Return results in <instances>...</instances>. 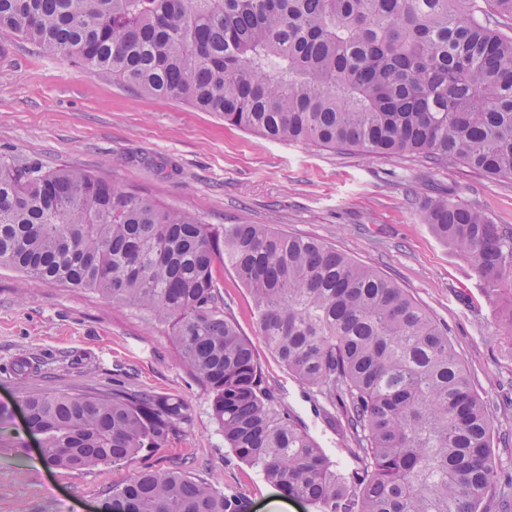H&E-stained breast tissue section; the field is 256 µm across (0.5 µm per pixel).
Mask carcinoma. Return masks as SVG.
<instances>
[{"label": "carcinoma", "instance_id": "obj_1", "mask_svg": "<svg viewBox=\"0 0 512 512\" xmlns=\"http://www.w3.org/2000/svg\"><path fill=\"white\" fill-rule=\"evenodd\" d=\"M512 0H0V31L90 75L182 100L273 141L425 157L512 178ZM435 236L512 295V227L439 195ZM249 290L268 347L341 412L338 469L269 395L224 303ZM0 268L133 305L171 328L224 444L317 512H480L498 479L490 406L448 331L376 269L267 224H203L116 181L0 164ZM48 467L85 471L164 448L181 399L114 384L25 394ZM12 410L0 404V447ZM100 512H246L180 465L112 486Z\"/></svg>", "mask_w": 512, "mask_h": 512}]
</instances>
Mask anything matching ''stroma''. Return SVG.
<instances>
[{"instance_id": "1", "label": "stroma", "mask_w": 512, "mask_h": 512, "mask_svg": "<svg viewBox=\"0 0 512 512\" xmlns=\"http://www.w3.org/2000/svg\"><path fill=\"white\" fill-rule=\"evenodd\" d=\"M45 171L75 168L132 185L205 224H269L318 239L369 265L408 293L448 334L478 392L493 410L492 456L512 474V337L499 321L505 297L488 291L473 266L441 243L419 216L421 202L449 195L512 225V178H485L456 164L336 152L273 142L226 126L182 101L139 94L44 55L0 32V163ZM224 302L253 344L266 383L338 468L353 464L322 399L288 373L258 333L251 295L228 267L218 272ZM30 358L37 375L19 380ZM121 383L176 397L191 420L165 448L132 461L77 472L45 467L26 433L21 390L78 392ZM27 449H0V512H97L103 494L142 471L181 461L191 476L241 494L249 512H315L282 496L260 471L225 447L208 390L178 362L169 327L131 305H115L0 269V404Z\"/></svg>"}]
</instances>
